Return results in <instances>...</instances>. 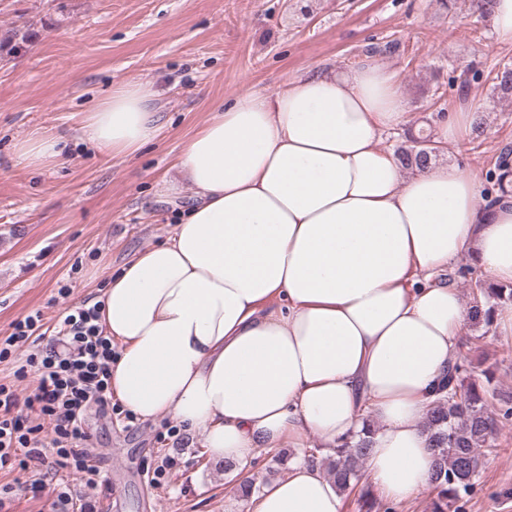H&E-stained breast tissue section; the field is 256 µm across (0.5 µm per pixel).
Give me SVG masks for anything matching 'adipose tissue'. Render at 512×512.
<instances>
[{"label": "adipose tissue", "instance_id": "ef3b65f1", "mask_svg": "<svg viewBox=\"0 0 512 512\" xmlns=\"http://www.w3.org/2000/svg\"><path fill=\"white\" fill-rule=\"evenodd\" d=\"M155 98L150 83L114 84L81 139L135 154L156 135ZM406 122L377 64L217 105L177 164L193 205L102 293L119 402L199 434L244 479L260 451L314 436L332 449L368 422L376 491L400 502L428 488L425 415L473 317L449 271L464 259L512 282V198L484 209L475 176L454 165L406 176L380 147ZM61 154L58 138L35 132L15 160L43 167ZM251 504L342 512L333 481L303 461Z\"/></svg>", "mask_w": 512, "mask_h": 512}]
</instances>
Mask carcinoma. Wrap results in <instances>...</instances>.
<instances>
[{"label":"carcinoma","mask_w":512,"mask_h":512,"mask_svg":"<svg viewBox=\"0 0 512 512\" xmlns=\"http://www.w3.org/2000/svg\"><path fill=\"white\" fill-rule=\"evenodd\" d=\"M493 82L504 94L512 93V65H498L492 70ZM410 146L396 152L402 165L411 170L426 168L440 151L430 134L409 136ZM475 318L492 327L496 307L512 304V286L494 285L479 277L474 279ZM439 396L432 403L425 427L431 431L436 453L433 486L436 496L431 512H452L460 492L468 490L478 474V454L483 448H495L497 419H512V406L497 399L496 391L466 375L460 359H455L438 387ZM368 446L364 439L345 443L328 460L329 475L340 492L360 489V498L368 500L369 487L362 483L361 467Z\"/></svg>","instance_id":"obj_1"}]
</instances>
